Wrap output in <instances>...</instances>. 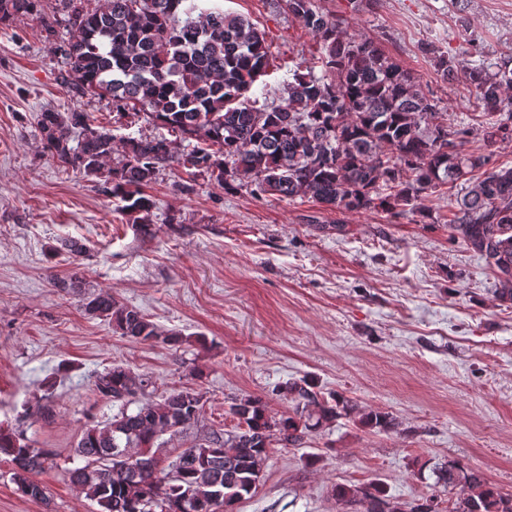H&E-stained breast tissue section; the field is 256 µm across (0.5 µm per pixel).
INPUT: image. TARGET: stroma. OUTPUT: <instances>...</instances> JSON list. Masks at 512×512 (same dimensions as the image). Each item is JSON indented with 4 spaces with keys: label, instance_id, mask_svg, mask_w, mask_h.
<instances>
[{
    "label": "stroma",
    "instance_id": "stroma-1",
    "mask_svg": "<svg viewBox=\"0 0 512 512\" xmlns=\"http://www.w3.org/2000/svg\"><path fill=\"white\" fill-rule=\"evenodd\" d=\"M223 4L265 34L269 99L290 70L316 65L317 41L285 0ZM317 4L343 18L346 35L378 42L458 129L471 123L470 92L439 79L422 43L456 49L465 27L488 63L512 44V0H471L462 18L451 0H378L359 12L349 0ZM61 13L59 0H39L38 13L0 25V428L55 461L38 474L47 498L35 501L1 456L0 512H95L68 471L85 430L113 414L95 380L115 364L150 378L149 400L202 392L197 423L168 438L169 449L232 429L227 409L244 396L291 411L278 389L306 375L357 404V415L305 447L272 449L239 512H342L333 489L371 482L408 503L434 497L450 512L453 495L424 466L445 458L512 494V301L497 297L494 275L449 233L456 189L419 200L430 215L423 224L412 213L339 215L171 166L146 189L156 202L151 224L134 223L108 184L58 166L41 140L45 111L112 123L111 97L77 95L66 81L52 44L66 30L56 25L50 36L41 22ZM67 240L86 253L63 250ZM70 277L73 288L55 287ZM100 291L180 332L182 343L143 345L88 315L82 300ZM370 410L393 414L397 429L362 427L358 415Z\"/></svg>",
    "mask_w": 512,
    "mask_h": 512
}]
</instances>
